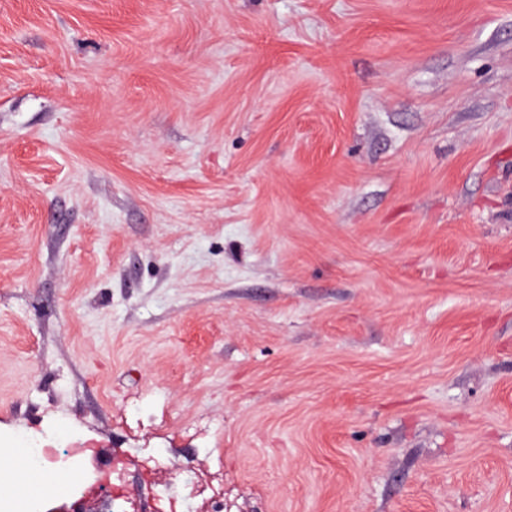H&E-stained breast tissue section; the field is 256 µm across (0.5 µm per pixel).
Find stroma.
Wrapping results in <instances>:
<instances>
[{"mask_svg": "<svg viewBox=\"0 0 512 512\" xmlns=\"http://www.w3.org/2000/svg\"><path fill=\"white\" fill-rule=\"evenodd\" d=\"M155 512H512V0H0V445Z\"/></svg>", "mask_w": 512, "mask_h": 512, "instance_id": "1", "label": "stroma"}]
</instances>
